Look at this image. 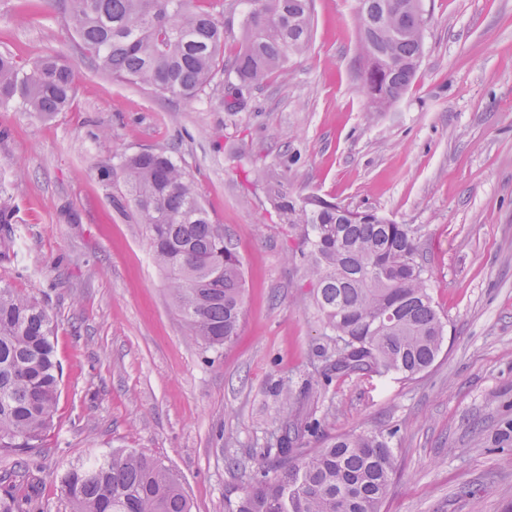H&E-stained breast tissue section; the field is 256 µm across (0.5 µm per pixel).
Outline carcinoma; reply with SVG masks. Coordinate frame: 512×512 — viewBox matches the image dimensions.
Instances as JSON below:
<instances>
[{
	"instance_id": "1",
	"label": "carcinoma",
	"mask_w": 512,
	"mask_h": 512,
	"mask_svg": "<svg viewBox=\"0 0 512 512\" xmlns=\"http://www.w3.org/2000/svg\"><path fill=\"white\" fill-rule=\"evenodd\" d=\"M208 0H55L88 65L117 81L161 94L194 97L211 86L224 51V23ZM244 44L233 62L235 112L242 91L287 71L308 49L312 0H249ZM359 78L369 112H383L415 78L424 56L422 0H358ZM73 66L52 54L21 64L0 55V109L51 117L75 95ZM127 191L145 226L152 255L188 325L208 348L232 341L242 311L241 260L211 222L193 182L164 151L126 156ZM282 223L299 232L295 257L304 266L336 358L324 385L339 373L396 374L412 379L441 351L444 322L429 293L421 229L382 217L356 222L321 196L271 192ZM13 212L0 204V237L14 234ZM55 321L34 296L0 283V451L22 452L50 430L62 378ZM299 435L279 436L224 512H380L394 471L393 448L381 431L328 438L296 452ZM70 512H192L179 477L136 450L68 468L59 479ZM28 499L0 492V512H27Z\"/></svg>"
}]
</instances>
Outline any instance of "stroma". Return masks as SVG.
<instances>
[{"instance_id": "stroma-1", "label": "stroma", "mask_w": 512, "mask_h": 512, "mask_svg": "<svg viewBox=\"0 0 512 512\" xmlns=\"http://www.w3.org/2000/svg\"><path fill=\"white\" fill-rule=\"evenodd\" d=\"M221 2L226 67L182 98L91 69L58 9L0 0V54H59L77 85L54 117L0 111V186L17 227L0 244V278L55 315L63 371L53 427L29 454V512H66L64 470L119 447L169 466L192 512H224L267 440L313 418L305 452L393 432L381 512H512V0H424L425 57L383 112L366 111L359 91L357 0H313L308 52L225 110L248 6ZM161 149L243 263L238 334L217 350L188 340L112 168ZM273 185L421 227L446 322L427 371L323 385L320 353L333 343Z\"/></svg>"}]
</instances>
